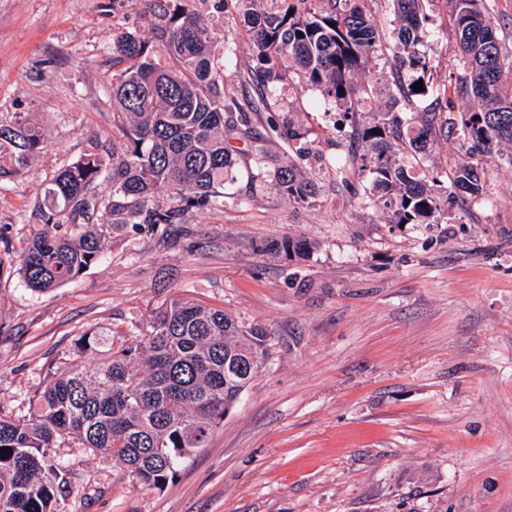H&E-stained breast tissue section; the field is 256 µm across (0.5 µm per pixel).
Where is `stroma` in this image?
<instances>
[{
	"mask_svg": "<svg viewBox=\"0 0 512 512\" xmlns=\"http://www.w3.org/2000/svg\"><path fill=\"white\" fill-rule=\"evenodd\" d=\"M200 11L226 74L250 58L237 8ZM422 46L434 89L466 74L448 0L426 6ZM153 40L143 0H0V123L22 112L45 149L0 177V412L26 415L78 338L142 325L165 300L224 309L269 336L268 356L239 404L173 482L148 490L108 456L63 447L70 472L56 512H512V167L483 158L481 197L433 224H392L346 188L336 162L356 155L349 125L318 92L270 87L268 114L225 144L239 168L263 158L223 203L166 239L94 212L99 262L48 293L32 290L20 254L54 172L90 141L112 145V30ZM395 49L360 73L372 122L394 94ZM298 115L321 159L289 152L269 119ZM320 186L297 205L270 175L288 162ZM316 244L308 257L275 249Z\"/></svg>",
	"mask_w": 512,
	"mask_h": 512,
	"instance_id": "35a3bbf8",
	"label": "stroma"
}]
</instances>
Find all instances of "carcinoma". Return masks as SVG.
<instances>
[{"label":"carcinoma","instance_id":"1","mask_svg":"<svg viewBox=\"0 0 512 512\" xmlns=\"http://www.w3.org/2000/svg\"><path fill=\"white\" fill-rule=\"evenodd\" d=\"M156 43L126 29L112 33V152L93 144L62 166L44 189L37 228L20 256L33 290L47 292L96 263L105 233L85 221L102 205L123 223L151 231L187 223L224 197L240 176L224 146V130L248 133L251 115L269 110L266 89L292 76L337 108L363 148L357 176H367L366 202L391 224H432L443 200L477 197L481 171L462 164L426 180L415 162L431 152L439 134L461 130L470 148L491 155L512 145V56L504 52L481 0H450L452 25L467 70L453 94L468 99L456 119L444 116L448 88L415 125L397 112L359 125L369 89L357 76L381 47L376 19L365 0H240L251 62L239 76L243 98L226 94L224 62L197 11L199 0H152ZM397 22L395 87L415 108L430 92V59L418 46L426 36L422 0H393ZM423 81V90L413 84ZM273 131L298 154H315L309 131L291 113ZM44 136L27 116L0 124V170L17 174L42 150ZM288 199L302 205L317 187L288 163L274 172ZM107 184L109 193L100 190ZM167 206L154 203L157 190ZM305 238H285L287 256L303 258ZM106 348L94 365L84 358ZM268 336L246 330L224 310L186 298L162 303L135 330L81 337L67 365L48 374L26 418L0 412V512H55L68 470L48 463L54 449L84 448L121 462L148 490L173 481L194 449L207 446L224 416L263 367Z\"/></svg>","mask_w":512,"mask_h":512}]
</instances>
